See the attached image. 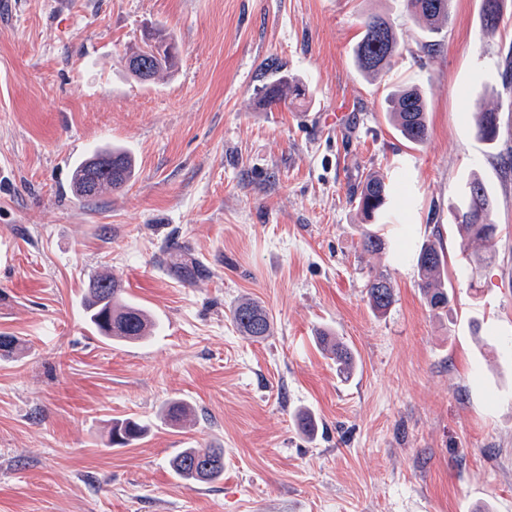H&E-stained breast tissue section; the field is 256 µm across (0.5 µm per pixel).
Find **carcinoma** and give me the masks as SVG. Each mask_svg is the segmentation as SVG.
<instances>
[{
    "mask_svg": "<svg viewBox=\"0 0 512 512\" xmlns=\"http://www.w3.org/2000/svg\"><path fill=\"white\" fill-rule=\"evenodd\" d=\"M451 0H404L406 11L423 24L430 34H437L443 24L450 21ZM505 0H481L480 19L485 35L497 33L503 18ZM362 37L357 43L354 56L357 68L367 76H376L391 65L398 52L399 39L392 21L381 14H370L361 22ZM124 58L137 60L149 72V81L169 77L175 68L177 46L166 30L159 28L145 34L143 45L130 49ZM306 94L305 86L296 78L284 74L264 87L266 105L278 106L288 99H299ZM426 102L416 87L397 89L387 99V112L397 131L407 142L418 145L429 136L426 121ZM472 120L479 136L486 142H494L499 135V113L491 109H476ZM134 175L131 156L122 148L107 146L95 149L81 160L72 175V189L76 197L84 200L98 198L123 188ZM388 186L384 177L368 175L357 196V207L365 223L379 215L386 207ZM494 198L484 183L473 178L466 185L461 206L453 211V219L464 232L467 242H480L485 252L476 255L483 263L493 259L492 241L497 232L491 214ZM419 288L430 307H448V289L441 275L445 266V253L441 244L426 243L416 255ZM371 307L386 311L393 302V288L389 280L377 274L369 280L367 288ZM87 322L103 338L128 343L140 341L149 335L152 327L150 315L142 308L129 303L124 289L110 275H95L89 279L84 305ZM232 321L243 335L263 340L271 335L272 321L269 313L259 303L245 299L232 311ZM321 345L336 361L337 370L347 374L353 367V355L344 344L326 332L319 333ZM189 408L173 402L165 410L164 419L171 425L186 421ZM146 426L131 419L111 422L109 442L113 447H126L140 440ZM174 471L186 480L211 483L224 475V449L185 448L172 460Z\"/></svg>",
    "mask_w": 512,
    "mask_h": 512,
    "instance_id": "cac0c4a2",
    "label": "carcinoma"
}]
</instances>
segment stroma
<instances>
[{
	"instance_id": "obj_1",
	"label": "stroma",
	"mask_w": 512,
	"mask_h": 512,
	"mask_svg": "<svg viewBox=\"0 0 512 512\" xmlns=\"http://www.w3.org/2000/svg\"><path fill=\"white\" fill-rule=\"evenodd\" d=\"M0 12V512H512V0L484 35L480 0H453L428 34L403 0H10ZM397 26L378 78L353 49L365 14ZM178 45L171 77L143 83L122 56L152 25ZM295 75L305 98L268 109ZM425 96L429 137L402 139L386 96ZM497 108L498 140L471 113ZM112 143L136 162L91 202L75 164ZM383 173L392 202L364 251L356 197ZM495 199L491 263L470 261L451 217L470 177ZM440 239L446 309L418 287L415 254ZM202 263L187 282L176 266ZM116 275L155 331L104 342L89 279ZM394 301L375 312L372 273ZM264 306L273 334L232 310ZM353 351L350 376L319 348ZM193 410L182 427L168 402ZM315 429L301 431L297 413ZM148 424L114 448L115 418ZM224 451V475L175 474L185 448ZM306 94L305 86L296 78L284 74L272 84L264 87L263 99L266 105L278 106L289 99H299ZM232 321L244 336L259 341L271 335L272 321L269 313L259 303L245 299L232 311Z\"/></svg>"
}]
</instances>
